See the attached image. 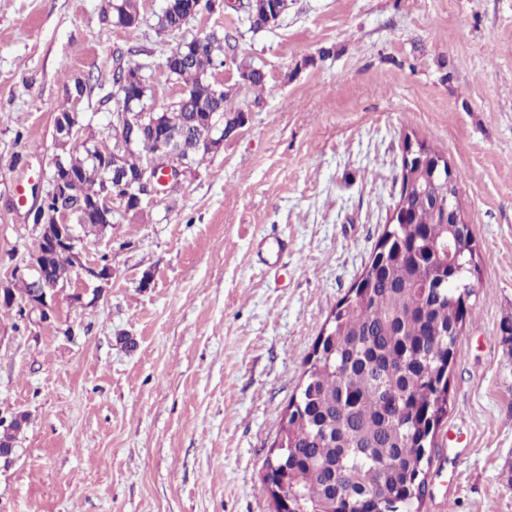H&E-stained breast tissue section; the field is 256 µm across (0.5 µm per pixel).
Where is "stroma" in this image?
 Here are the masks:
<instances>
[{"instance_id": "1", "label": "stroma", "mask_w": 512, "mask_h": 512, "mask_svg": "<svg viewBox=\"0 0 512 512\" xmlns=\"http://www.w3.org/2000/svg\"><path fill=\"white\" fill-rule=\"evenodd\" d=\"M107 4L0 0L1 281L68 156L57 116L111 144L118 69L159 74L178 43L228 34L212 79L248 121L176 192L82 239L108 284L73 276L48 322L0 315V416L28 417L0 512H273L280 421L399 200L409 135L447 160L476 245L421 512H512V0H288L270 28L229 7L176 35L164 0L132 28Z\"/></svg>"}]
</instances>
